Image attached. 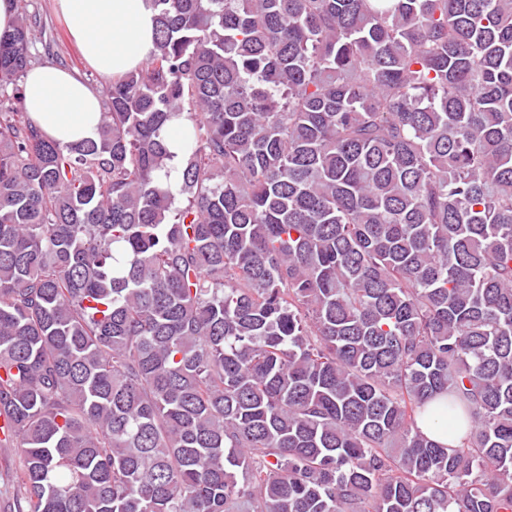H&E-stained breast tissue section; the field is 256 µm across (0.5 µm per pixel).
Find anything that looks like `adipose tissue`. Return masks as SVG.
<instances>
[{
	"instance_id": "1",
	"label": "adipose tissue",
	"mask_w": 512,
	"mask_h": 512,
	"mask_svg": "<svg viewBox=\"0 0 512 512\" xmlns=\"http://www.w3.org/2000/svg\"><path fill=\"white\" fill-rule=\"evenodd\" d=\"M83 58L101 75L115 77L145 65L154 51L151 0H55ZM24 109L43 133L69 144L97 138L103 105L97 92L65 70L31 69Z\"/></svg>"
}]
</instances>
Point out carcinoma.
I'll list each match as a JSON object with an SVG mask.
<instances>
[{
	"label": "carcinoma",
	"instance_id": "1",
	"mask_svg": "<svg viewBox=\"0 0 512 512\" xmlns=\"http://www.w3.org/2000/svg\"><path fill=\"white\" fill-rule=\"evenodd\" d=\"M151 2L97 139L0 111L15 512H512V0ZM169 148L173 157L168 160V170L170 171V183L173 189L176 187L180 171L182 167V152H181V138L182 131L176 125L169 132Z\"/></svg>",
	"mask_w": 512,
	"mask_h": 512
}]
</instances>
